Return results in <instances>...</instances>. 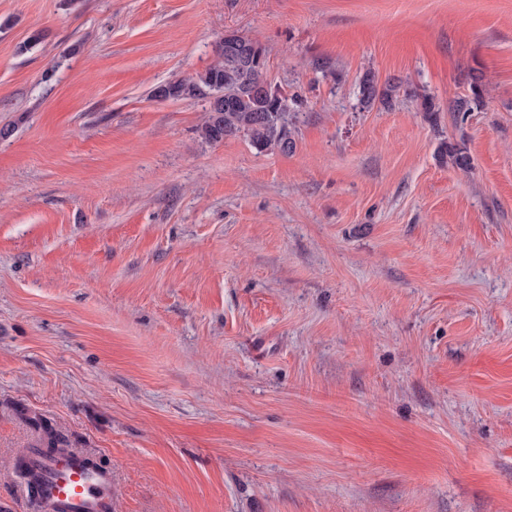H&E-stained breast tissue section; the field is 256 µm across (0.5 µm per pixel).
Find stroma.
<instances>
[{
    "instance_id": "obj_1",
    "label": "stroma",
    "mask_w": 512,
    "mask_h": 512,
    "mask_svg": "<svg viewBox=\"0 0 512 512\" xmlns=\"http://www.w3.org/2000/svg\"><path fill=\"white\" fill-rule=\"evenodd\" d=\"M229 29L292 153L152 98ZM1 129L0 512L41 423L115 512H512V0H0ZM397 86L388 82L385 85H379L374 72L366 71L360 79L358 85L359 102L363 108H371L375 104L383 108H390L393 105V97ZM471 93V96L458 98L450 109V112H454L457 117L461 116V119H463L468 112H474L475 109L483 105L480 77H473Z\"/></svg>"
}]
</instances>
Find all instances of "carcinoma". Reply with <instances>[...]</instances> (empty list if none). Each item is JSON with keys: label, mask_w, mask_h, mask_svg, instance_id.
Returning a JSON list of instances; mask_svg holds the SVG:
<instances>
[{"label": "carcinoma", "mask_w": 512, "mask_h": 512, "mask_svg": "<svg viewBox=\"0 0 512 512\" xmlns=\"http://www.w3.org/2000/svg\"><path fill=\"white\" fill-rule=\"evenodd\" d=\"M221 60L192 79L168 82L159 87L154 97L161 100L186 99L219 93L209 101V109L201 126L204 139L218 143L227 137L244 134L259 149L277 148L290 153L295 145L291 137L290 113L303 104L299 94L284 95L275 90L267 76L266 49L258 42L241 35L235 45L217 48ZM397 86L379 85L374 72L363 74L358 85L359 102L364 108L378 104L393 105ZM483 105L482 84L473 78L471 95L457 99L451 108L456 116H465ZM440 155L450 157L456 167L467 171L472 160L464 148L443 144ZM38 447L46 453L61 452L70 447L65 435L51 426L43 427Z\"/></svg>", "instance_id": "cac0c4a2"}]
</instances>
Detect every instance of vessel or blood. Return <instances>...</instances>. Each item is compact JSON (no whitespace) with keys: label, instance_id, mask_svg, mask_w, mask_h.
<instances>
[{"label":"vessel or blood","instance_id":"b4317fda","mask_svg":"<svg viewBox=\"0 0 512 512\" xmlns=\"http://www.w3.org/2000/svg\"><path fill=\"white\" fill-rule=\"evenodd\" d=\"M36 512H112V470L93 465L85 453L70 451L43 457L31 452Z\"/></svg>","mask_w":512,"mask_h":512}]
</instances>
